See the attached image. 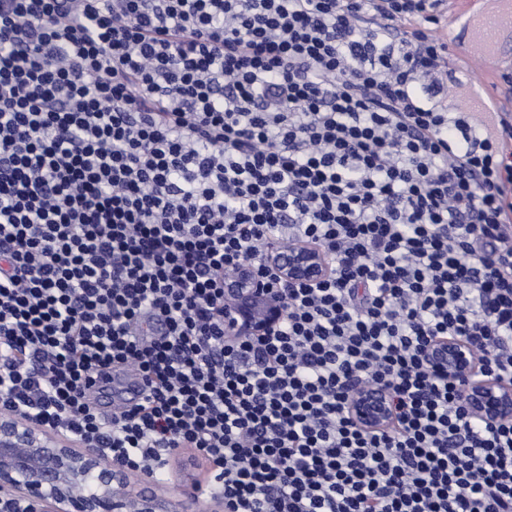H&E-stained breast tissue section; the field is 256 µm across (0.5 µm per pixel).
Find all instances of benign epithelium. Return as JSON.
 <instances>
[{
  "label": "benign epithelium",
  "instance_id": "1",
  "mask_svg": "<svg viewBox=\"0 0 512 512\" xmlns=\"http://www.w3.org/2000/svg\"><path fill=\"white\" fill-rule=\"evenodd\" d=\"M277 279L290 286H312L329 273L325 252L294 244L279 246L270 258ZM286 317L282 299L260 283L250 265L224 279V339L262 336ZM440 376L462 381L468 414L482 423L512 420V385L478 372L472 343L450 336L427 350ZM350 417L365 429H380L393 417L389 393L355 389ZM180 487L194 512H224V496L199 498L200 484L191 456L177 452ZM168 478L108 461L86 442L76 441L13 411H0V505L5 512H187L172 498Z\"/></svg>",
  "mask_w": 512,
  "mask_h": 512
}]
</instances>
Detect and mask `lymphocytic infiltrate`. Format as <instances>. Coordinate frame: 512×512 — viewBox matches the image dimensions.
Listing matches in <instances>:
<instances>
[{"mask_svg": "<svg viewBox=\"0 0 512 512\" xmlns=\"http://www.w3.org/2000/svg\"><path fill=\"white\" fill-rule=\"evenodd\" d=\"M446 0H0V410L134 468L176 448L224 512H512V117L439 105ZM326 250L307 288L272 244ZM285 303L224 339V279ZM144 382L115 394L120 371ZM388 389L384 432L351 421ZM426 357L438 375L464 382L463 402L471 417L482 423L512 420V385L479 374L469 340L456 336L438 339ZM349 414L354 422L365 429L383 428L393 417L390 395L378 387H356Z\"/></svg>", "mask_w": 512, "mask_h": 512, "instance_id": "lymphocytic-infiltrate-1", "label": "lymphocytic infiltrate"}]
</instances>
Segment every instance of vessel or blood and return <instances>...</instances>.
<instances>
[{
    "label": "vessel or blood",
    "instance_id": "vessel-or-blood-1",
    "mask_svg": "<svg viewBox=\"0 0 512 512\" xmlns=\"http://www.w3.org/2000/svg\"><path fill=\"white\" fill-rule=\"evenodd\" d=\"M449 20L468 34L467 45L451 46L449 76L467 71L476 60L483 65L481 82L468 96L473 115L486 120L512 108L496 85L499 70L512 61V0H452Z\"/></svg>",
    "mask_w": 512,
    "mask_h": 512
}]
</instances>
